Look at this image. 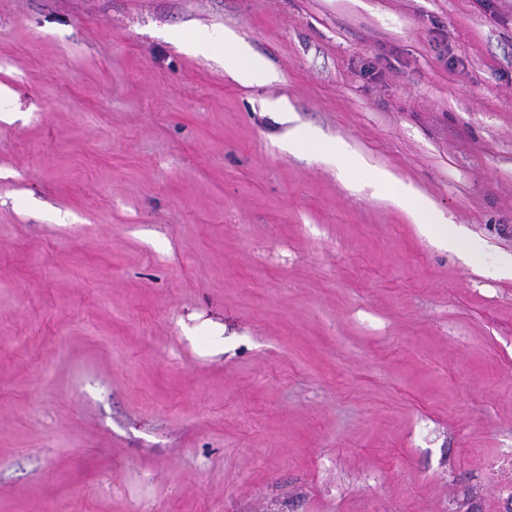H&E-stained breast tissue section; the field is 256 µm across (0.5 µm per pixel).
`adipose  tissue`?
Returning a JSON list of instances; mask_svg holds the SVG:
<instances>
[{
	"instance_id": "ef3b65f1",
	"label": "adipose tissue",
	"mask_w": 512,
	"mask_h": 512,
	"mask_svg": "<svg viewBox=\"0 0 512 512\" xmlns=\"http://www.w3.org/2000/svg\"><path fill=\"white\" fill-rule=\"evenodd\" d=\"M192 48L199 53L220 55L230 75L239 83L252 85L275 81L276 73L266 69L264 63L251 54L230 30H215L204 37L193 39ZM376 188L387 195L399 199H413L421 223L435 224L439 227L437 237L443 246H458L459 238L454 231L443 225L442 217L434 210L429 199L412 197L410 189L395 178L376 173L372 176Z\"/></svg>"
}]
</instances>
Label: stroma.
<instances>
[{
    "label": "stroma",
    "mask_w": 512,
    "mask_h": 512,
    "mask_svg": "<svg viewBox=\"0 0 512 512\" xmlns=\"http://www.w3.org/2000/svg\"><path fill=\"white\" fill-rule=\"evenodd\" d=\"M2 84L0 512H512V0H0ZM192 48L199 53L223 55L225 69L239 83L252 85L277 80V74L251 54L230 30H214L202 38H194ZM371 178L376 188L383 194L391 195L404 202L411 203L408 198L411 196L410 189L395 178L383 173L373 174Z\"/></svg>",
    "instance_id": "obj_1"
}]
</instances>
